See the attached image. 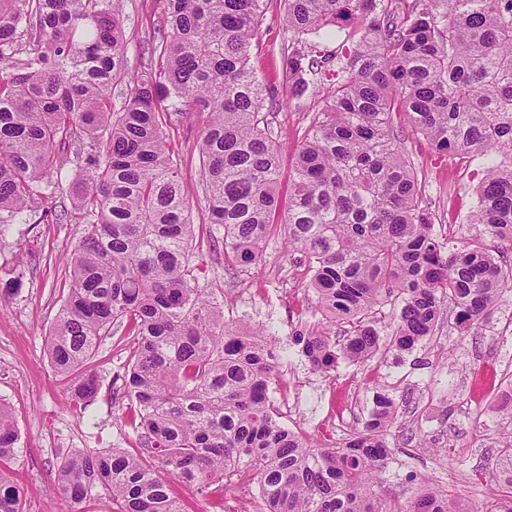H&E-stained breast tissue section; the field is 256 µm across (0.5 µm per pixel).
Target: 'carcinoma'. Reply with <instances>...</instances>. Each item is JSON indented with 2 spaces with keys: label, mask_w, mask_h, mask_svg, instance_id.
Instances as JSON below:
<instances>
[{
  "label": "carcinoma",
  "mask_w": 512,
  "mask_h": 512,
  "mask_svg": "<svg viewBox=\"0 0 512 512\" xmlns=\"http://www.w3.org/2000/svg\"><path fill=\"white\" fill-rule=\"evenodd\" d=\"M121 0H0V214L38 208L37 190L71 153L83 178L73 208L86 225L65 268L67 293L48 347L71 398L98 393L88 361L111 326L130 336L124 397L139 447L65 455L55 480L85 512L99 493L114 512H183L168 478L221 507L255 483L259 512H471L418 482L388 495L394 401L374 396L361 427L341 441L286 429L268 395L275 342L224 323L191 283L193 224L164 125L170 113H208L198 139L211 224L224 228V263L250 265L285 228L311 272L321 320L296 334L315 371L405 352L434 336L451 306L477 329L512 288V263L480 236L450 250L422 206L417 171L401 150L405 126L468 166L485 159L469 223L512 243V0H284L282 84L302 98L327 85L295 152L288 203L265 113L279 110L252 62L267 0H168L157 48L164 81L133 79L120 109L112 86L125 65ZM358 26L353 48L319 39ZM23 59H18V56ZM397 311L382 342L376 315ZM349 326L343 343L330 329ZM19 429L0 402V461ZM495 489L483 512H512V434L498 441ZM22 492L0 469V512Z\"/></svg>",
  "instance_id": "carcinoma-1"
}]
</instances>
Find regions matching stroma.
Returning a JSON list of instances; mask_svg holds the SVG:
<instances>
[{
	"label": "stroma",
	"instance_id": "1",
	"mask_svg": "<svg viewBox=\"0 0 512 512\" xmlns=\"http://www.w3.org/2000/svg\"><path fill=\"white\" fill-rule=\"evenodd\" d=\"M122 12L127 65L113 86L117 93L130 78L158 70L154 30L163 23L167 5L165 0H122ZM281 12V0H269L262 41L253 50L262 78L275 85L281 82L279 49L288 38ZM314 102L308 94L268 117L283 172L292 168ZM206 122V113L195 112L173 117L165 129L191 220L198 226L194 283L216 294L225 323L263 327L275 335L279 376L269 396L281 410V425L338 439L361 426L374 394H388L398 405L389 437L392 456L383 474L389 489L410 499L417 474L480 512L498 437L512 430V420L494 410L501 383L512 377V291L505 292L482 330L465 333L445 326L411 352L385 351L361 366L343 362L328 374L314 371L293 341L311 320L314 306L298 255L287 252L282 236L275 235L257 263H224V229L209 223L205 213L197 137ZM401 147L417 171L435 233L456 247L478 235L481 225L468 223L467 217L477 201L475 172L481 160L461 166L409 128ZM82 233V225L43 222L32 212L25 221L0 224V280L21 282L14 295L0 299V401L13 410L21 436L16 455L0 466L24 492L22 512H76L54 481L64 455L136 445L134 432L124 424L121 376L129 350L122 332L104 337L91 362L100 389L86 408L74 404L66 381L49 363L50 331L65 297V260Z\"/></svg>",
	"mask_w": 512,
	"mask_h": 512
}]
</instances>
